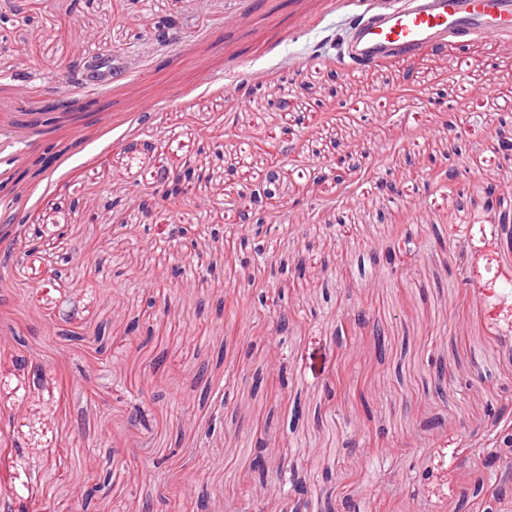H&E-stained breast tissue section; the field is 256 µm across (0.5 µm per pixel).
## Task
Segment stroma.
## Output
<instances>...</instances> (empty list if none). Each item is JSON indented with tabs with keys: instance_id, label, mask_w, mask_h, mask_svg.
Here are the masks:
<instances>
[{
	"instance_id": "1",
	"label": "stroma",
	"mask_w": 512,
	"mask_h": 512,
	"mask_svg": "<svg viewBox=\"0 0 512 512\" xmlns=\"http://www.w3.org/2000/svg\"><path fill=\"white\" fill-rule=\"evenodd\" d=\"M403 4L0 0V239L22 257L0 254V429L15 446L0 475L38 477V512L76 502L97 479L106 485L89 512H142L160 490L181 512L202 501L279 512L268 486L242 482L261 426L269 458L296 463L311 488V512H343L347 500L379 512L383 496L402 512H458L460 456L492 438L487 403L512 400V252L501 233L512 225V161L493 148L496 132L512 136V112L470 91L479 79L512 97V39L363 71L343 62L351 21ZM166 18L177 28L162 46L150 33ZM94 54L112 68L101 82L83 77ZM253 75L259 85L240 99ZM280 79L307 110L276 108ZM437 99L445 110L431 108ZM290 126L303 142L285 160L282 197L250 214L275 240L272 267L257 273L240 263L254 237L238 214L267 166L257 145H284ZM47 150L51 166L24 175ZM339 154L358 164L345 194L320 177ZM188 160L206 178L179 213L191 230L179 246L153 188L157 170ZM432 164L456 179L428 176ZM386 178L394 192L380 191ZM459 204L470 223L458 222ZM174 265L195 268L194 280L167 278ZM265 292L277 309L260 304ZM361 314L368 324L337 345V319ZM229 328L237 346L225 344ZM21 356L46 366L40 384ZM282 360L287 388H256ZM344 365L360 389L318 412ZM201 370L205 394L192 385ZM134 402L146 423L130 430ZM355 430L367 447H345Z\"/></svg>"
}]
</instances>
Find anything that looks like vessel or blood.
<instances>
[{"instance_id":"1","label":"vessel or blood","mask_w":512,"mask_h":512,"mask_svg":"<svg viewBox=\"0 0 512 512\" xmlns=\"http://www.w3.org/2000/svg\"><path fill=\"white\" fill-rule=\"evenodd\" d=\"M463 37H512V0H406L401 10L354 24L343 57L370 63Z\"/></svg>"}]
</instances>
